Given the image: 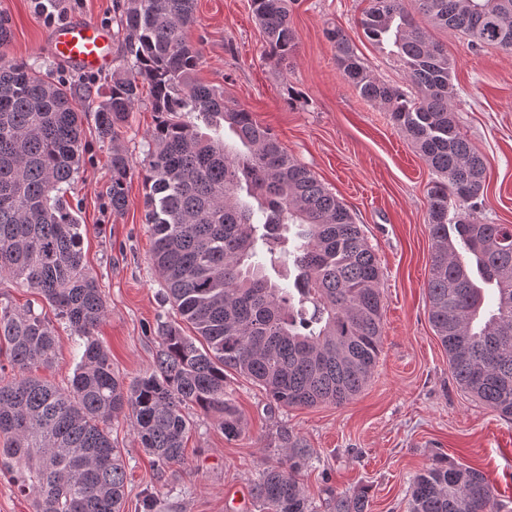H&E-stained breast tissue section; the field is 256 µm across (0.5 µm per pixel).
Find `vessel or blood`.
Masks as SVG:
<instances>
[{
	"mask_svg": "<svg viewBox=\"0 0 512 512\" xmlns=\"http://www.w3.org/2000/svg\"><path fill=\"white\" fill-rule=\"evenodd\" d=\"M110 39L106 26L91 18L77 17L49 30L47 48L73 69L99 73L112 65V54L108 50Z\"/></svg>",
	"mask_w": 512,
	"mask_h": 512,
	"instance_id": "1",
	"label": "vessel or blood"
}]
</instances>
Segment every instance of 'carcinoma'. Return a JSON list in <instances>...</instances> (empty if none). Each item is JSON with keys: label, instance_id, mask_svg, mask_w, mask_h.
<instances>
[{"label": "carcinoma", "instance_id": "carcinoma-1", "mask_svg": "<svg viewBox=\"0 0 512 512\" xmlns=\"http://www.w3.org/2000/svg\"><path fill=\"white\" fill-rule=\"evenodd\" d=\"M290 2L251 0L267 55L280 63L296 45ZM120 11L134 61L112 73L95 124L112 141L110 196L120 212L131 163L119 133L148 88L156 123L145 218L174 311L158 326L155 369L129 383L95 338L106 306L65 198L81 160L72 92L9 57V24L0 18V280L33 289L83 340L70 384L54 385L37 375L54 363L53 321L31 304L0 299V471L34 498L36 512H123L126 465L109 430L120 415L158 464H179L188 406L216 415L227 440L241 435L227 372L252 380L279 407L341 406L361 392L380 354L384 303L374 251L345 204L269 128L196 80L201 56L187 37L195 0H122ZM418 16L473 48L511 53L512 0H371L360 26L392 46L411 92L378 79L341 29L326 31L344 78L391 112L438 175L427 208L429 321L460 388L511 420L512 224L475 215L486 165L455 120L456 62ZM183 112L228 127L241 148L201 132ZM285 444L280 465L252 484L258 512H316L299 482L313 451L293 435ZM333 512H365V496L339 494ZM407 512L500 510L480 470L441 457L413 479Z\"/></svg>", "mask_w": 512, "mask_h": 512}]
</instances>
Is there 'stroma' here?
Here are the masks:
<instances>
[{
  "label": "stroma",
  "mask_w": 512,
  "mask_h": 512,
  "mask_svg": "<svg viewBox=\"0 0 512 512\" xmlns=\"http://www.w3.org/2000/svg\"><path fill=\"white\" fill-rule=\"evenodd\" d=\"M35 5L0 0V16L11 29L7 52L51 70L84 111L82 159L68 197L78 206L85 263L106 302L96 337L115 373L129 381L154 368L157 326L170 310L151 260L143 207L145 139L156 117L149 99H142L121 133L118 143L133 174L127 208L113 212V144L98 136L86 107L107 92L113 71L132 64L116 0H55L65 15L92 18L111 30L112 68L97 74L75 72L49 54V27ZM369 5L370 0H295L290 23L297 45L283 66L264 56L251 0H198L188 38L202 55L197 79L253 112L360 224L383 273L379 362L363 390L338 407H278L250 381L228 375L244 433L226 440L216 418L190 409L192 430L179 465H158L143 451L131 421L114 419L112 440L127 463L125 512H138L147 491L159 497L161 512H256L250 485L278 464L282 437L289 433L313 450L299 479L318 512H332L337 494L357 492L365 495L367 512H406L414 476L442 456L481 470L505 512H512V421L458 387L428 318L433 241L427 200L436 174L390 112L363 99L343 78L325 35L326 28H341L377 76L406 86L396 58L359 25ZM433 36L456 61L458 128L487 167L476 214L490 224H512V53L471 48L451 32ZM57 331L55 362L40 372L54 383L72 377L82 354L67 325L58 324Z\"/></svg>",
  "instance_id": "stroma-1"
}]
</instances>
